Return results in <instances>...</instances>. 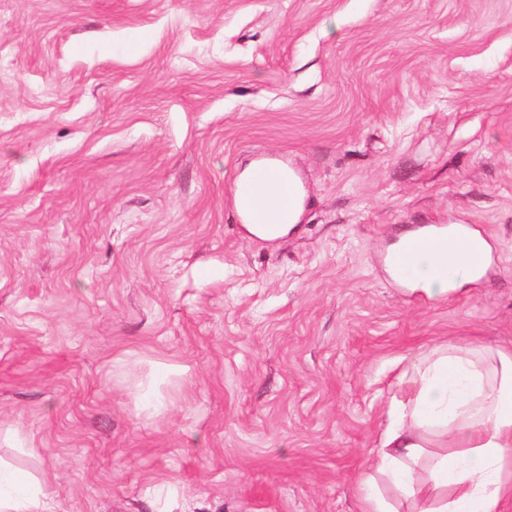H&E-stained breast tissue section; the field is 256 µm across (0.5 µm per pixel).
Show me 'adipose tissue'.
<instances>
[{"label": "adipose tissue", "mask_w": 512, "mask_h": 512, "mask_svg": "<svg viewBox=\"0 0 512 512\" xmlns=\"http://www.w3.org/2000/svg\"><path fill=\"white\" fill-rule=\"evenodd\" d=\"M268 181L254 196L235 198L247 233L257 226L250 208L265 212L269 240L295 232L304 213L305 188L295 172ZM407 270L428 297L447 296L449 279L475 272L471 247H420L415 233L398 244ZM364 481L369 512H504L512 502V352L448 341L415 358Z\"/></svg>", "instance_id": "obj_1"}]
</instances>
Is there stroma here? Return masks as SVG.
<instances>
[{
	"instance_id": "obj_1",
	"label": "stroma",
	"mask_w": 512,
	"mask_h": 512,
	"mask_svg": "<svg viewBox=\"0 0 512 512\" xmlns=\"http://www.w3.org/2000/svg\"><path fill=\"white\" fill-rule=\"evenodd\" d=\"M262 158L307 191L276 244ZM448 223L481 277L406 295ZM448 339L512 349V0H0V466L51 512H368ZM263 165H275L284 171L288 178V186L277 180L265 182L257 187L251 199L244 200L239 196L238 187L247 181L253 172ZM306 191L292 168L273 163L268 160H256L247 163L238 174L233 189V201L235 211L247 233L253 234L263 241L283 240L295 232L304 213ZM254 207L265 212L267 224L273 226L268 230L269 234L257 231L249 217V208Z\"/></svg>"
}]
</instances>
